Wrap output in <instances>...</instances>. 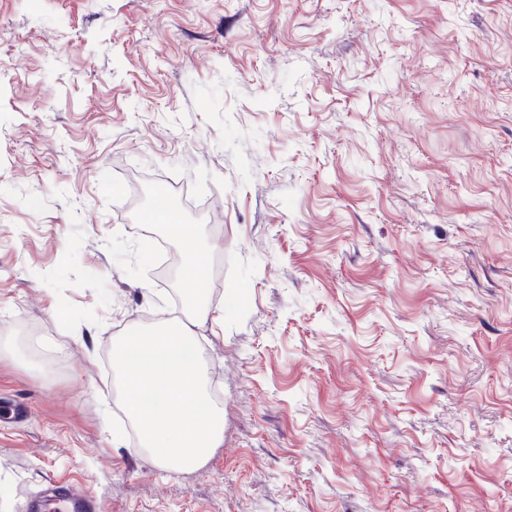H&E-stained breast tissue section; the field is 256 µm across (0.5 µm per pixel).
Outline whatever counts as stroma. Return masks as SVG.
Listing matches in <instances>:
<instances>
[{"mask_svg": "<svg viewBox=\"0 0 512 512\" xmlns=\"http://www.w3.org/2000/svg\"><path fill=\"white\" fill-rule=\"evenodd\" d=\"M214 265L224 436L139 447L147 184ZM0 512H512V0H0ZM54 512H90L97 510V506L87 499L83 489L76 485L58 488L55 496Z\"/></svg>", "mask_w": 512, "mask_h": 512, "instance_id": "stroma-1", "label": "stroma"}]
</instances>
